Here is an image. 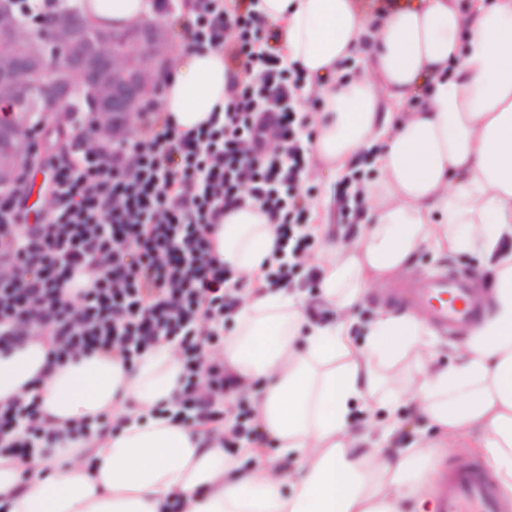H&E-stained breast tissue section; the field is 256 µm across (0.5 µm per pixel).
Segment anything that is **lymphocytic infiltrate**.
<instances>
[{
  "instance_id": "obj_1",
  "label": "lymphocytic infiltrate",
  "mask_w": 512,
  "mask_h": 512,
  "mask_svg": "<svg viewBox=\"0 0 512 512\" xmlns=\"http://www.w3.org/2000/svg\"><path fill=\"white\" fill-rule=\"evenodd\" d=\"M188 10L189 48L222 52L232 74L223 119L178 131L161 108L138 112L94 146L81 136L48 154L38 191H0V351L32 338L54 362L102 353L134 360L156 343L177 346L182 421L225 428L219 398L235 382L211 358L238 305L235 272L214 253L211 229L228 206L257 203L276 226L285 260L269 287L314 280V244L302 136L311 113L291 104L304 84L283 66L280 31L257 0H154L158 15ZM45 201L29 220L31 195ZM87 287L70 291L84 273ZM36 401L0 404V454L25 460L43 429Z\"/></svg>"
}]
</instances>
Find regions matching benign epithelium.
<instances>
[{
	"mask_svg": "<svg viewBox=\"0 0 512 512\" xmlns=\"http://www.w3.org/2000/svg\"><path fill=\"white\" fill-rule=\"evenodd\" d=\"M134 36L118 43L116 30L94 24L80 10L62 7L30 26L0 0V106L29 98L20 125L0 131V188L11 189L31 167L33 150L25 140L32 116L72 122L71 109L82 101L93 137L112 138V123L131 117L154 100L170 65V48L160 20L150 14L124 25Z\"/></svg>",
	"mask_w": 512,
	"mask_h": 512,
	"instance_id": "benign-epithelium-1",
	"label": "benign epithelium"
}]
</instances>
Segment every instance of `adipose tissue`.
<instances>
[{
  "mask_svg": "<svg viewBox=\"0 0 512 512\" xmlns=\"http://www.w3.org/2000/svg\"><path fill=\"white\" fill-rule=\"evenodd\" d=\"M99 25H122L147 0H76ZM279 26L284 65L315 97L312 155L330 174L361 154L376 171L361 187L365 220L345 239L327 216L312 225V263L329 320L305 294L260 284L276 248L253 202L228 208L219 259L256 288L217 355L276 460L248 446L227 456L216 435L176 419L184 369L174 344L134 361L104 354L54 364L37 339L0 353V403L36 399L51 440L29 467L0 454V512H434L429 492L443 449L474 436L500 496L512 500V0H398L369 16L355 0H259ZM360 64L350 76L341 68ZM222 53L186 51L164 78L163 110L186 131L223 109ZM479 263L485 308L440 365L429 326L382 309L354 341L351 311L400 275L420 248ZM413 404L429 440L395 447L399 411ZM117 420L88 438L78 421Z\"/></svg>",
  "mask_w": 512,
  "mask_h": 512,
  "instance_id": "ef3b65f1",
  "label": "adipose tissue"
}]
</instances>
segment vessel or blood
<instances>
[{
    "label": "vessel or blood",
    "instance_id": "b4317fda",
    "mask_svg": "<svg viewBox=\"0 0 512 512\" xmlns=\"http://www.w3.org/2000/svg\"><path fill=\"white\" fill-rule=\"evenodd\" d=\"M403 302L420 310L424 318L448 330L478 320L481 308L466 280L456 277L425 279L408 288ZM437 512H504L495 483L474 460L454 462L443 480Z\"/></svg>",
    "mask_w": 512,
    "mask_h": 512
}]
</instances>
